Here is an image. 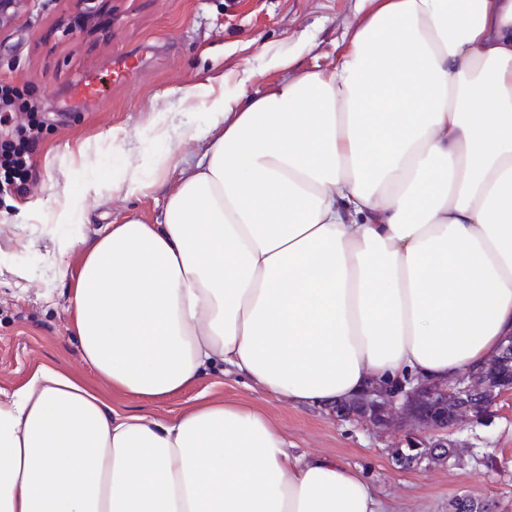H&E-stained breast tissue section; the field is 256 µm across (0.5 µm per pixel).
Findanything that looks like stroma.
<instances>
[{"label":"stroma","instance_id":"1","mask_svg":"<svg viewBox=\"0 0 512 512\" xmlns=\"http://www.w3.org/2000/svg\"><path fill=\"white\" fill-rule=\"evenodd\" d=\"M357 0H105L112 33L72 31L77 0H26L11 27L0 30V85L35 105L42 123L34 182L0 190V391L24 384L37 367L73 373L120 410L140 401L113 391L82 360L71 336L66 277L80 268L83 249L98 231L127 215L154 222L179 172L154 170L158 157L193 160L192 129L205 128L214 99L246 81L262 93L285 76L328 69L344 48L346 29L358 20ZM275 57L292 61L272 67ZM134 59L116 81L117 59ZM103 83L99 100L76 107L65 100L73 82ZM129 167L149 181L142 194L118 195L112 183ZM97 191L85 194L87 183ZM83 211L79 224L56 214L69 201ZM67 239L78 245L60 251ZM257 404L298 452L321 455L360 469L379 498L395 512H452L472 496L489 512H512V394L487 417L462 422L452 433L460 465L424 463L409 468L392 455L432 433L400 427L378 434L365 423L340 420L322 410H300L249 389L222 367L172 397L161 413L173 415L201 392Z\"/></svg>","mask_w":512,"mask_h":512}]
</instances>
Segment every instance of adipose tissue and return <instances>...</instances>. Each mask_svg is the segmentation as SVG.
I'll return each instance as SVG.
<instances>
[{
  "label": "adipose tissue",
  "instance_id": "ef3b65f1",
  "mask_svg": "<svg viewBox=\"0 0 512 512\" xmlns=\"http://www.w3.org/2000/svg\"><path fill=\"white\" fill-rule=\"evenodd\" d=\"M366 2L333 68L220 95L155 223L84 250L72 335L113 389L221 363L326 410L512 335V0ZM386 510L243 402L122 412L49 366L0 397V512Z\"/></svg>",
  "mask_w": 512,
  "mask_h": 512
}]
</instances>
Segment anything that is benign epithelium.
I'll return each instance as SVG.
<instances>
[{"label": "benign epithelium", "instance_id": "1", "mask_svg": "<svg viewBox=\"0 0 512 512\" xmlns=\"http://www.w3.org/2000/svg\"><path fill=\"white\" fill-rule=\"evenodd\" d=\"M97 0H78L87 22L102 15V26L112 31V16L101 14ZM24 0H0V28L13 24ZM512 362V337L505 339L501 353L483 366L458 375L446 383H420L368 391L331 413L342 419L361 420L382 432L400 425H414L433 434L447 433L465 420H478L503 395L512 394V374L499 371Z\"/></svg>", "mask_w": 512, "mask_h": 512}]
</instances>
